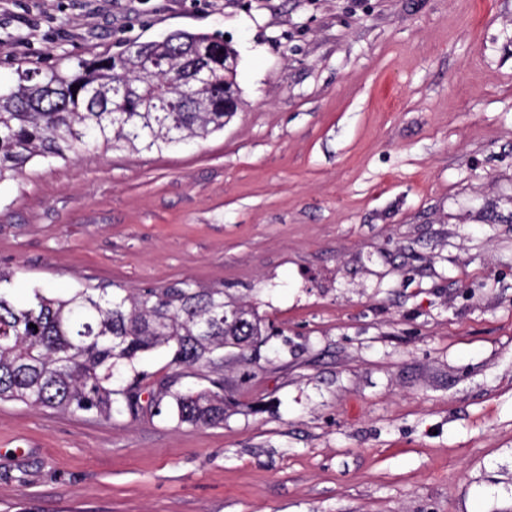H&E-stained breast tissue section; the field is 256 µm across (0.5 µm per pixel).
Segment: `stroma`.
I'll use <instances>...</instances> for the list:
<instances>
[{
    "label": "stroma",
    "instance_id": "obj_1",
    "mask_svg": "<svg viewBox=\"0 0 512 512\" xmlns=\"http://www.w3.org/2000/svg\"><path fill=\"white\" fill-rule=\"evenodd\" d=\"M180 30L237 49L234 117L34 159L0 268L220 286L273 332L182 369L219 426L0 402V512H512V0H0V83Z\"/></svg>",
    "mask_w": 512,
    "mask_h": 512
}]
</instances>
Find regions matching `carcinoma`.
<instances>
[{
    "label": "carcinoma",
    "instance_id": "cac0c4a2",
    "mask_svg": "<svg viewBox=\"0 0 512 512\" xmlns=\"http://www.w3.org/2000/svg\"><path fill=\"white\" fill-rule=\"evenodd\" d=\"M206 42L213 53L210 78L178 81V70L196 65L191 50ZM226 53L237 56L222 39L183 31L174 41L129 42L116 54L80 59L73 67L60 60L44 72L19 64L15 81L0 88V181L18 176L36 158L65 159L90 147L161 150L224 129L233 117L224 111V97L233 93V84H224ZM144 55L168 67L141 70ZM122 84L132 91L126 111L115 112ZM12 281L13 273L0 269V401L106 420L117 407L136 418L147 406L164 405L181 424H221L232 400L224 380L202 388L159 381L145 403L149 375L138 370L140 358L164 349L176 368H216L224 365V349L247 361L267 341L265 320L226 299L222 288L180 283L110 297L94 288L66 295L34 288L18 300ZM226 302L243 309L241 324L224 327Z\"/></svg>",
    "mask_w": 512,
    "mask_h": 512
}]
</instances>
